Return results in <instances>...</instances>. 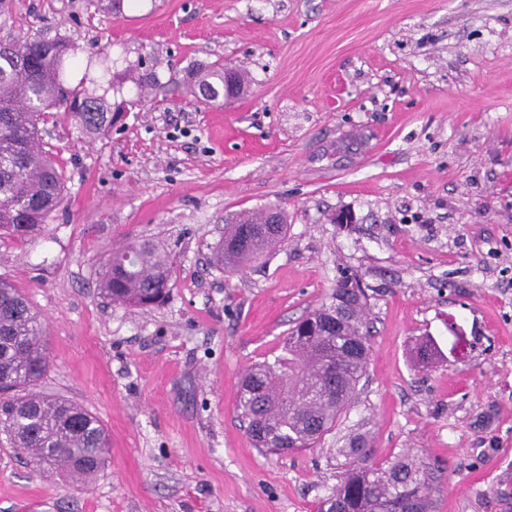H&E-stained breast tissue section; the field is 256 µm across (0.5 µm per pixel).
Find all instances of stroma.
I'll return each mask as SVG.
<instances>
[{"instance_id": "35a3bbf8", "label": "stroma", "mask_w": 512, "mask_h": 512, "mask_svg": "<svg viewBox=\"0 0 512 512\" xmlns=\"http://www.w3.org/2000/svg\"><path fill=\"white\" fill-rule=\"evenodd\" d=\"M34 36L73 40L70 85L111 102L135 90H108L106 67L165 89L96 139L51 127L62 202L33 239L0 240V278L45 323L40 390L111 446L83 486L0 447V512H319L356 433L376 463L441 466L434 512H512V0H140L119 18L0 0V41ZM216 62L244 91L193 101L185 78ZM261 207L285 241L215 268L226 222ZM142 240L171 256L168 295L108 302L113 250ZM344 273L370 305L357 393L317 447L264 454L241 379Z\"/></svg>"}]
</instances>
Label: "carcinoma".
<instances>
[{"label": "carcinoma", "mask_w": 512, "mask_h": 512, "mask_svg": "<svg viewBox=\"0 0 512 512\" xmlns=\"http://www.w3.org/2000/svg\"><path fill=\"white\" fill-rule=\"evenodd\" d=\"M75 46L63 37L0 45V236L25 241L48 223L60 204L64 173L46 154L47 117L71 122L89 137L112 129L124 108L67 83ZM243 73L228 81L216 62L196 74L188 93L215 102L240 93ZM256 210L227 227L216 248L217 267L238 270L286 237L285 220L267 223ZM169 255L148 241L113 252L100 290L114 303L149 307L172 279ZM367 294L335 288L289 329L282 354L252 367L240 383L238 410L255 446L271 453L312 448L332 431L356 394L369 354ZM49 368L46 331L27 298L0 279V444L43 470H62L89 482L106 466L108 434L85 408L36 390ZM362 436L347 439V460L320 512H432L436 469L412 453L387 465L371 461Z\"/></svg>", "instance_id": "1"}]
</instances>
